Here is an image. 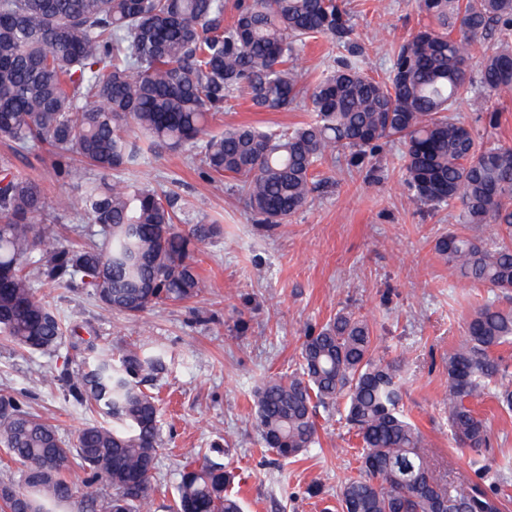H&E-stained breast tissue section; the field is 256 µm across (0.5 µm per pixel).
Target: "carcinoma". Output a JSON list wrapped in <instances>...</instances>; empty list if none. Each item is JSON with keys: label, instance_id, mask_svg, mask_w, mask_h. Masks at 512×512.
I'll return each mask as SVG.
<instances>
[{"label": "carcinoma", "instance_id": "cac0c4a2", "mask_svg": "<svg viewBox=\"0 0 512 512\" xmlns=\"http://www.w3.org/2000/svg\"><path fill=\"white\" fill-rule=\"evenodd\" d=\"M435 25L414 31L394 54L387 81L365 74L342 0H250L223 25L224 0H0V139L13 154L49 150L70 168L80 210L93 227L66 239L36 179L0 159V335L55 356L65 339L91 358H67L58 376L66 400L104 421L74 441L18 397L0 393V446L22 466L0 477L3 512H53L69 503L63 477L86 471L87 512H155L152 479L162 447L155 396L168 370L158 347L119 354L81 336L37 296L42 280L87 290L101 307L136 315L198 296L195 249L221 226L192 204L137 180L110 177L139 167L148 152L188 150L210 183L229 178L259 224L284 223L306 206L317 168L349 151L362 166L382 140L404 147L413 200L460 203L461 231L434 249L461 278L512 293V147L484 145L453 115L471 88L512 90V0H417ZM325 35L345 48L313 89L295 65L298 42ZM478 59L477 69L469 61ZM246 95L262 109L311 101L310 121L289 132L241 125L214 134L224 102ZM138 135L130 138L129 127ZM499 225L485 239L481 224ZM512 343V308L488 300L466 340L448 356V428L458 447L480 455L490 428L470 402L493 390L512 410V364L495 355ZM369 322L350 312L305 336L298 370L253 392L260 440L279 460L316 444V408L344 405L359 437L360 466L336 512H506L507 486L486 483L472 460L467 483L436 474L423 434L404 410L402 365L376 358ZM232 473L205 460L181 474L172 512H243L227 492Z\"/></svg>", "mask_w": 512, "mask_h": 512}]
</instances>
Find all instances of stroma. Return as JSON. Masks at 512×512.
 <instances>
[{
	"instance_id": "1",
	"label": "stroma",
	"mask_w": 512,
	"mask_h": 512,
	"mask_svg": "<svg viewBox=\"0 0 512 512\" xmlns=\"http://www.w3.org/2000/svg\"><path fill=\"white\" fill-rule=\"evenodd\" d=\"M363 48L362 68L386 80L395 50L427 25L414 0H347ZM337 55L322 35L306 38L297 65L315 84ZM495 112L491 129L481 112ZM456 117L475 126L483 142L512 146V91L475 108L471 98ZM310 118L305 107L266 111L240 96L212 124L288 131ZM22 173L44 186L49 205L68 203L71 222L87 223L71 180L49 155L15 158ZM402 146L383 144L370 166H350L339 156L319 167L306 208L286 223H254L228 183L205 182L185 154L147 156L137 174L154 187L201 201V213L221 222L224 234L200 246L196 260L203 281L197 298L182 306L158 305L137 317L104 311L85 291L39 286L46 302L67 321L92 327L100 345L119 351L148 344L166 349L172 363L148 389L161 399L164 445L154 483L157 503L176 494L183 466L220 446L234 475L230 491L245 512H324L336 505L342 481L357 467L359 439L337 411L318 410L319 443L297 461H276L255 428L253 388L271 376L295 371L304 336L339 311L365 317L377 338L379 358L401 360L405 409L426 436L442 468L473 477L471 453L450 437L443 401L445 363L466 336L475 308L491 298L489 288L461 281L434 250L436 238L459 226V210L414 202L404 181ZM58 357L22 351L0 339V391L26 395L34 411L67 438L98 414L65 401L50 378ZM487 418L491 447L484 458L496 481L512 486V413L493 396L473 401Z\"/></svg>"
}]
</instances>
